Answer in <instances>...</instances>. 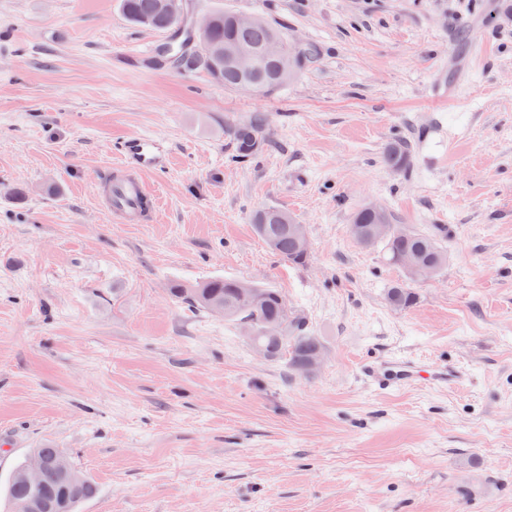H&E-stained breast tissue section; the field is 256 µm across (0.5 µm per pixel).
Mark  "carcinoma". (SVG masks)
Returning a JSON list of instances; mask_svg holds the SVG:
<instances>
[{"mask_svg": "<svg viewBox=\"0 0 512 512\" xmlns=\"http://www.w3.org/2000/svg\"><path fill=\"white\" fill-rule=\"evenodd\" d=\"M155 3L156 0H121V8L131 24L170 33L166 45L177 47V56L171 58L159 49L156 54L158 61L178 71H205L227 88L239 89L245 83H254L262 88L263 94L271 95L284 87L277 76L276 60L272 56L248 78L236 67L215 58L212 53L216 48H224L226 43L266 51L271 47L274 37L281 33L280 29L267 23L241 27L235 24L233 12L214 9L209 12L213 23L207 45L187 46L183 36L178 33L177 22L158 13ZM266 126L265 113L256 112L248 121L227 131L234 147L235 162L246 163L259 153L254 144L264 143ZM408 160L409 148L405 143H392L382 153L383 163L392 168H404ZM286 214L288 211L275 207L260 209L254 214V229L277 256L291 265L302 266L307 263L309 254L289 232L288 225L281 222V216ZM394 228L390 238L380 241L389 265L403 267V258L408 255L424 264L441 268L447 263V253L438 245L440 228L436 227L427 233L410 231L402 224H396ZM413 282L414 279L409 275L406 280L395 282L388 288L387 300L390 306L404 310L415 304ZM247 285L264 294L265 298L256 306L243 309L238 306V295ZM169 292L196 310L213 313L221 309L224 319L250 324L254 332L253 343L264 347L271 361L276 362L286 356L293 373H312L308 361L316 350L323 348V344L319 337L310 333L306 317L290 309L288 301L278 289L235 278L216 277L197 285L174 282ZM34 458L39 459L42 470L38 481L29 482L22 474ZM94 493L93 483L59 449L36 448L15 469L6 497L8 512H20L23 507L37 502L51 504L55 512H77L78 505Z\"/></svg>", "mask_w": 512, "mask_h": 512, "instance_id": "cac0c4a2", "label": "carcinoma"}]
</instances>
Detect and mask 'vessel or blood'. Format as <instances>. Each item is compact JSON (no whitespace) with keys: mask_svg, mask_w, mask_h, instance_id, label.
<instances>
[{"mask_svg":"<svg viewBox=\"0 0 512 512\" xmlns=\"http://www.w3.org/2000/svg\"><path fill=\"white\" fill-rule=\"evenodd\" d=\"M120 157V162L115 166L119 176L111 186L106 201L107 214L121 224L153 221L160 213L161 197L147 182L146 175L166 163L157 139L151 136L128 138L121 145ZM363 375L377 391L393 392L417 378L455 383L465 379L467 373L453 366L431 371L413 361L401 359L367 364Z\"/></svg>","mask_w":512,"mask_h":512,"instance_id":"b4317fda","label":"vessel or blood"}]
</instances>
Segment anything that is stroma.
<instances>
[{
	"label": "stroma",
	"mask_w": 512,
	"mask_h": 512,
	"mask_svg": "<svg viewBox=\"0 0 512 512\" xmlns=\"http://www.w3.org/2000/svg\"><path fill=\"white\" fill-rule=\"evenodd\" d=\"M193 5L283 28L304 65L259 97L156 64L166 34L118 0H0V512L43 446L94 482L79 512H512V0ZM255 112L240 166L225 132ZM135 134L170 156L151 224L102 202ZM370 203L447 231L410 309L386 302L405 272L351 235ZM266 206L305 224V265L255 234ZM215 277L278 289L321 367L291 374L167 292ZM369 357L469 377L381 394ZM267 126V116L263 112H256L250 119L227 131V136L231 140L234 153L233 160L237 163H247L259 153V148L265 140V130ZM259 142L258 148L253 145Z\"/></svg>",
	"instance_id": "35a3bbf8"
}]
</instances>
